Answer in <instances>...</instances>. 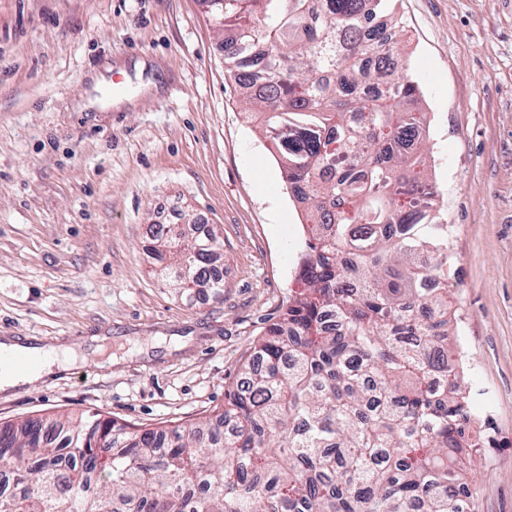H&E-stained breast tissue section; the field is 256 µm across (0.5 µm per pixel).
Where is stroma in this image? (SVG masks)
<instances>
[{
	"label": "stroma",
	"instance_id": "1",
	"mask_svg": "<svg viewBox=\"0 0 512 512\" xmlns=\"http://www.w3.org/2000/svg\"><path fill=\"white\" fill-rule=\"evenodd\" d=\"M455 233L449 287L471 405L474 512H512V0H392ZM204 0H0V338L72 367L0 391V423L97 412L136 427L223 406L300 289L304 208L245 112ZM191 210L224 291L186 303L148 253Z\"/></svg>",
	"mask_w": 512,
	"mask_h": 512
}]
</instances>
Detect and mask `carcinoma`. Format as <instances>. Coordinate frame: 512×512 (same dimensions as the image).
<instances>
[{
	"mask_svg": "<svg viewBox=\"0 0 512 512\" xmlns=\"http://www.w3.org/2000/svg\"><path fill=\"white\" fill-rule=\"evenodd\" d=\"M388 2L209 0L238 34L227 70L310 221L304 289L204 420L0 425L5 512H473L463 449L481 425L449 333L454 227L416 197L429 122L380 37ZM155 242L182 298L221 295L215 229L166 226Z\"/></svg>",
	"mask_w": 512,
	"mask_h": 512,
	"instance_id": "obj_1",
	"label": "carcinoma"
}]
</instances>
